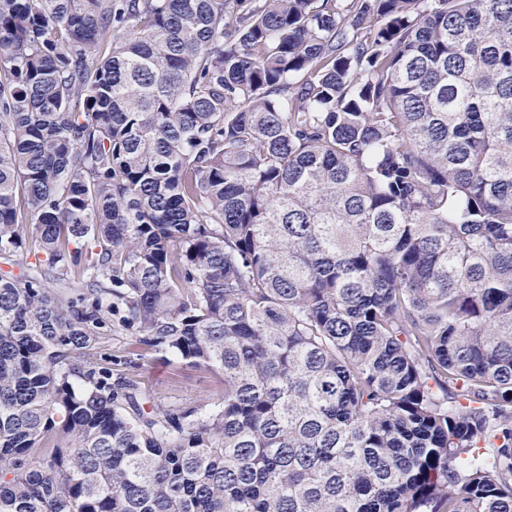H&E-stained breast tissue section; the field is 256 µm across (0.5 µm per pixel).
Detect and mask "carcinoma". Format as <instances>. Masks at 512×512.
I'll list each match as a JSON object with an SVG mask.
<instances>
[{"mask_svg": "<svg viewBox=\"0 0 512 512\" xmlns=\"http://www.w3.org/2000/svg\"><path fill=\"white\" fill-rule=\"evenodd\" d=\"M243 2L0 0V512H512V0ZM141 377L149 383L163 402L207 403L219 391L216 380L209 375L176 362L143 360Z\"/></svg>", "mask_w": 512, "mask_h": 512, "instance_id": "1", "label": "carcinoma"}]
</instances>
